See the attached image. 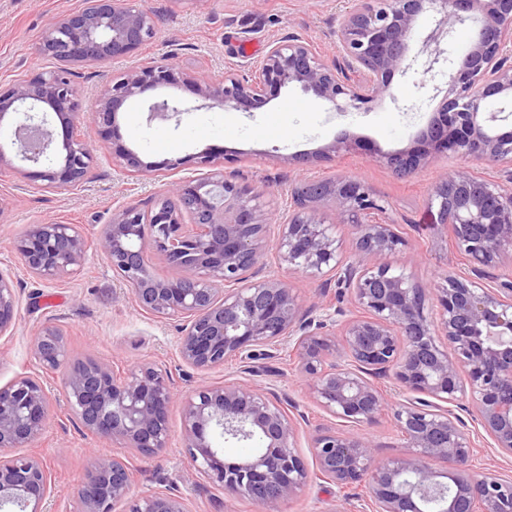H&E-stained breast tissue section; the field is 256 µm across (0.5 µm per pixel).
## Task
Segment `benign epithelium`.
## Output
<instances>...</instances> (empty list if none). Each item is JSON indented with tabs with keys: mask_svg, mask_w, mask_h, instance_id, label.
<instances>
[{
	"mask_svg": "<svg viewBox=\"0 0 512 512\" xmlns=\"http://www.w3.org/2000/svg\"><path fill=\"white\" fill-rule=\"evenodd\" d=\"M426 14L440 25L471 23L475 35L467 46L449 51L432 32L422 40L429 52L426 72L442 59L449 62L445 94L416 145L379 162L400 176L447 152L493 166L490 178L444 172L431 196L435 223L452 225L468 270L448 272L443 282L427 286L399 270L403 240L359 177L304 180L292 188L288 211L278 217L263 208V191L225 170L215 150L159 165L133 149L116 148L117 167L128 176L150 178L162 166L175 170L190 162L202 173L171 182L151 204L115 210L95 251L142 311L186 319L177 349L187 365L208 371L234 359L248 373L259 354L296 353L313 398L353 424L350 432L314 436L317 470L340 491L365 486L371 512H426L428 502L439 504L437 512H512V479L478 470L476 440L454 412L465 411L492 448L512 456V281L499 283L492 273L499 257L512 252V129L492 126L498 115L488 111L493 101L512 102V0H353L333 31L337 55L330 63L313 44L289 35L272 42L245 77L231 71L205 76L169 57L117 76L104 73L94 103L97 132L104 140L115 136L119 111L135 103L149 117L178 126L183 115L203 108L258 112L290 85L339 114L359 111L392 95L394 76L411 69V43ZM158 25L145 0H82L79 9L51 23L35 47L57 66L0 89V128L13 119L15 157L42 167V188L79 184L91 173V140L77 133V67L131 57L155 37ZM173 84L191 90L196 104L141 98ZM51 113L65 130L60 144ZM349 148L347 141L334 140L312 159L331 161ZM320 202L352 227V259L339 257ZM271 224L277 225L273 238ZM14 250L35 278L59 280L80 272L89 245L77 226L48 221L28 225ZM153 251L177 268L176 277L150 274ZM283 267L308 278L333 272L336 287L350 291L357 314L348 318L327 303L305 308L280 274ZM16 308L14 282L0 273V336L14 327ZM32 353L43 368L62 371L68 406L87 430L146 456L167 450L175 400L167 375L141 365L118 379L105 362L69 361L62 334L50 323L35 336ZM390 376L405 393L396 404L371 381ZM181 403L190 461L222 484L227 498L280 512L305 486L309 472L280 397L239 379L203 385ZM50 405V392L34 377L0 388V512H47L50 477L42 459L6 451L40 437ZM390 407L407 452L380 459L357 427ZM220 438L256 439L262 448L228 461L217 446ZM129 492L122 458L91 457L80 488L82 512H112ZM131 512L187 510L182 498L156 493L134 503Z\"/></svg>",
	"mask_w": 512,
	"mask_h": 512,
	"instance_id": "obj_1",
	"label": "benign epithelium"
}]
</instances>
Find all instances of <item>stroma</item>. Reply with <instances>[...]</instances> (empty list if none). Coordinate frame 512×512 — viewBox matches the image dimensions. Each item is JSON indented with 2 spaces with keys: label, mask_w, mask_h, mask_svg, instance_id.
Returning <instances> with one entry per match:
<instances>
[{
  "label": "stroma",
  "mask_w": 512,
  "mask_h": 512,
  "mask_svg": "<svg viewBox=\"0 0 512 512\" xmlns=\"http://www.w3.org/2000/svg\"><path fill=\"white\" fill-rule=\"evenodd\" d=\"M148 4L161 21L156 37L139 48L137 58L170 55L182 68L213 77L230 70L251 74L270 43L289 34L306 39L326 58H333L331 33L350 6L349 0H148ZM81 5L82 0H0V88L51 69L52 60L38 56L34 47L53 20ZM410 57V77H395L392 95L375 98L358 112L336 114L293 85L265 111L252 116L201 109L184 115L176 126L148 121L141 111L124 112L117 117L121 142L156 163L208 149L224 152L232 157L231 168L239 181L263 188L267 208L280 211L288 208L290 187L296 179L322 180L339 174L360 177L373 188L387 220L396 224L404 240L400 266L426 285L465 267L452 244L450 225L435 223L431 212L436 177L445 169L489 177L493 169L483 161L450 154L431 159L406 177L379 164V156L410 147L426 130L438 105L437 100L418 93L416 82L445 84L440 74L424 78L426 57L418 48H411ZM81 131L94 139L95 160L86 182L48 191L14 168H0V273L13 280L17 299L15 328L0 337V387L31 376L52 392L45 430L26 449L49 468V510L81 512L78 490L87 478L88 460L109 453L126 460L132 497L162 492L183 498L189 512H260L248 499L228 500L221 486L192 468L182 447L180 405H173L170 412L169 450L147 457L89 432L66 404L60 372L41 368L32 357L33 337L43 325L52 323L63 331L70 358L108 361L119 378L142 363H153L167 372L179 397L199 385L220 384L239 375L234 361L207 373L186 365L175 349L184 320H159L141 311L128 288L113 278L100 253L90 252L75 277L55 281L34 278L14 257L12 243L27 225L44 220L74 224L92 241L119 207L165 194L172 180L169 171H158L149 179L121 175L111 144L96 139L93 120H86ZM337 138L349 141V152L329 162L301 161V154L313 153ZM332 279L329 272L314 279L289 277L304 303L323 296L333 306L351 310L349 291L333 285ZM255 366V383L288 400L298 451L312 472L306 487L282 504L280 512H365V487L341 492L315 471L313 436L340 431L344 424L312 398L296 355L286 352L259 359ZM360 432L373 442L380 458L404 452L392 410L362 425Z\"/></svg>",
  "instance_id": "obj_1"
}]
</instances>
